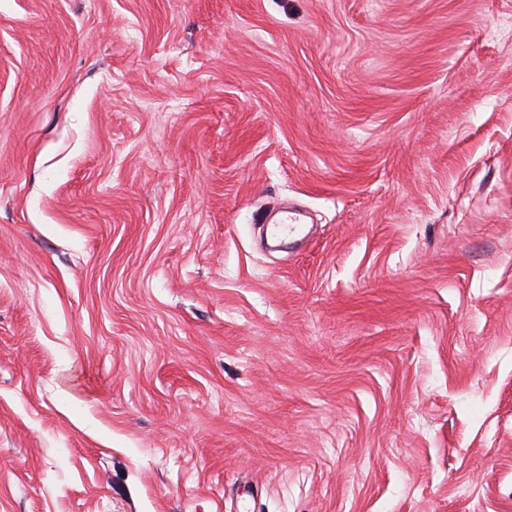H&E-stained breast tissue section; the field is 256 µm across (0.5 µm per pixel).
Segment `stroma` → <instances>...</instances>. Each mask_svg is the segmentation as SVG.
Returning a JSON list of instances; mask_svg holds the SVG:
<instances>
[{
    "mask_svg": "<svg viewBox=\"0 0 512 512\" xmlns=\"http://www.w3.org/2000/svg\"><path fill=\"white\" fill-rule=\"evenodd\" d=\"M0 512H512V0H0ZM300 221L299 213L296 210H289L286 215H284L279 222H275L269 225V232L275 238L282 237H299L304 229L301 227V224H298Z\"/></svg>",
    "mask_w": 512,
    "mask_h": 512,
    "instance_id": "35a3bbf8",
    "label": "stroma"
}]
</instances>
